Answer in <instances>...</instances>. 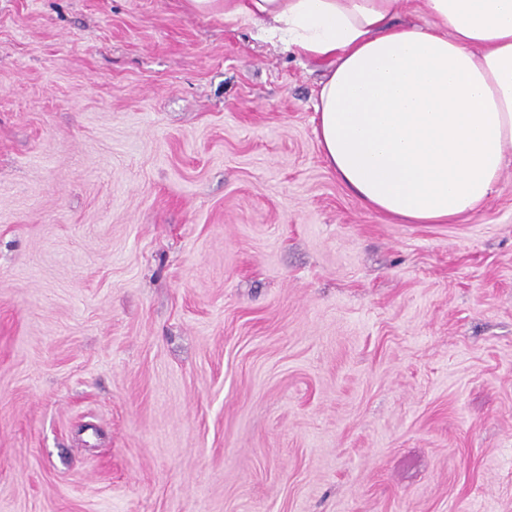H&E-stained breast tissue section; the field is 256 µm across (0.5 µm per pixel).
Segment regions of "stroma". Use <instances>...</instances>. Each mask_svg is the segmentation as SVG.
<instances>
[{
  "label": "stroma",
  "mask_w": 512,
  "mask_h": 512,
  "mask_svg": "<svg viewBox=\"0 0 512 512\" xmlns=\"http://www.w3.org/2000/svg\"><path fill=\"white\" fill-rule=\"evenodd\" d=\"M328 69L186 0H0V512H512V161L384 217Z\"/></svg>",
  "instance_id": "obj_1"
}]
</instances>
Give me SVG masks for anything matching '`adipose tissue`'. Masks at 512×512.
<instances>
[{
	"instance_id": "adipose-tissue-1",
	"label": "adipose tissue",
	"mask_w": 512,
	"mask_h": 512,
	"mask_svg": "<svg viewBox=\"0 0 512 512\" xmlns=\"http://www.w3.org/2000/svg\"><path fill=\"white\" fill-rule=\"evenodd\" d=\"M329 61L317 137L366 207L412 224L473 213L512 159V0H187Z\"/></svg>"
}]
</instances>
